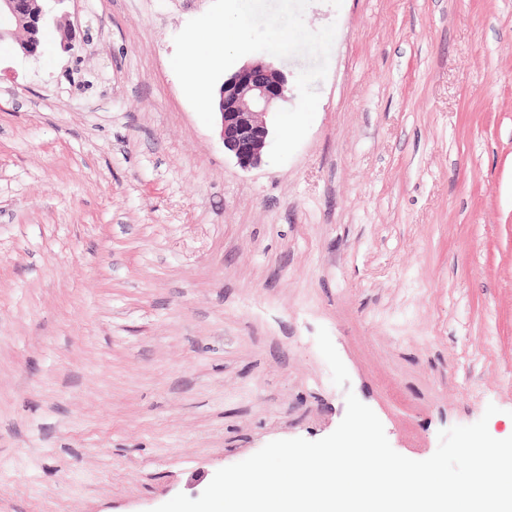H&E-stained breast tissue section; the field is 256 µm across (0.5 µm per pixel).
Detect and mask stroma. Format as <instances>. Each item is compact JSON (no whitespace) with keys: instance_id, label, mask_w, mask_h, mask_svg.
<instances>
[{"instance_id":"1","label":"stroma","mask_w":512,"mask_h":512,"mask_svg":"<svg viewBox=\"0 0 512 512\" xmlns=\"http://www.w3.org/2000/svg\"><path fill=\"white\" fill-rule=\"evenodd\" d=\"M210 4L68 0L73 51L0 48V512L198 497L350 391L413 460L512 427V0H312L321 108L250 169L170 66Z\"/></svg>"}]
</instances>
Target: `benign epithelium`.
Returning <instances> with one entry per match:
<instances>
[{"mask_svg": "<svg viewBox=\"0 0 512 512\" xmlns=\"http://www.w3.org/2000/svg\"><path fill=\"white\" fill-rule=\"evenodd\" d=\"M44 10L37 0H0V40L13 39L21 30L22 54L37 56ZM288 101V78L263 59L248 61L219 89L220 137L224 150L243 168L261 164L270 143L268 115Z\"/></svg>", "mask_w": 512, "mask_h": 512, "instance_id": "obj_1", "label": "benign epithelium"}]
</instances>
